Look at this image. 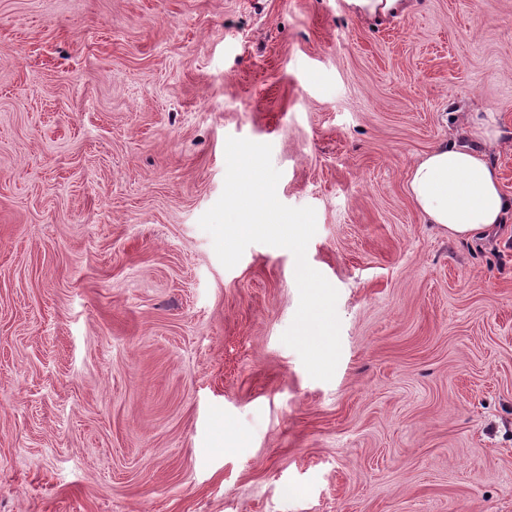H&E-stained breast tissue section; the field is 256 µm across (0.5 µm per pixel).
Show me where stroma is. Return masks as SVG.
<instances>
[{"instance_id": "stroma-1", "label": "stroma", "mask_w": 512, "mask_h": 512, "mask_svg": "<svg viewBox=\"0 0 512 512\" xmlns=\"http://www.w3.org/2000/svg\"><path fill=\"white\" fill-rule=\"evenodd\" d=\"M488 112L512 195V0H0V512H512V218L405 190ZM230 137L316 212L330 381L293 253L199 226ZM417 0H346L353 9L368 12L371 15H381L406 12L413 7Z\"/></svg>"}]
</instances>
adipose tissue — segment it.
I'll use <instances>...</instances> for the list:
<instances>
[{
  "instance_id": "obj_1",
  "label": "adipose tissue",
  "mask_w": 512,
  "mask_h": 512,
  "mask_svg": "<svg viewBox=\"0 0 512 512\" xmlns=\"http://www.w3.org/2000/svg\"><path fill=\"white\" fill-rule=\"evenodd\" d=\"M469 135L481 142V149L440 144L413 164L407 180L408 195L424 222L439 225L456 239L512 216V196L502 191L485 153L498 142L494 120L474 121Z\"/></svg>"
}]
</instances>
